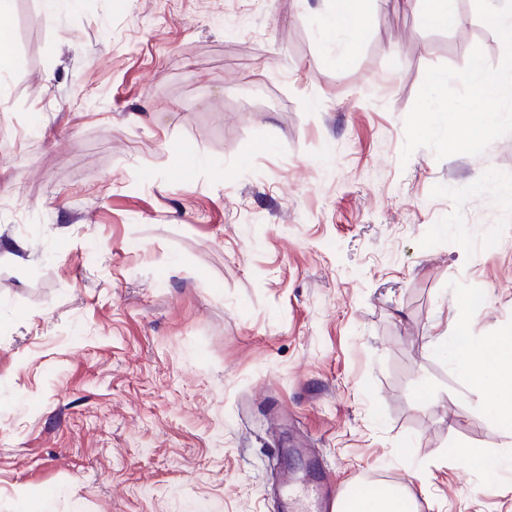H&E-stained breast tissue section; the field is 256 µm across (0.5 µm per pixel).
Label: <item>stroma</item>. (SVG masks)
Wrapping results in <instances>:
<instances>
[{
  "label": "stroma",
  "instance_id": "stroma-1",
  "mask_svg": "<svg viewBox=\"0 0 512 512\" xmlns=\"http://www.w3.org/2000/svg\"><path fill=\"white\" fill-rule=\"evenodd\" d=\"M370 7L353 40L331 0H14L0 512H282L291 452L512 512V421L444 350L512 333V134L401 158L427 68L501 40Z\"/></svg>",
  "mask_w": 512,
  "mask_h": 512
}]
</instances>
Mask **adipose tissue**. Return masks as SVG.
<instances>
[{"instance_id": "ef3b65f1", "label": "adipose tissue", "mask_w": 512, "mask_h": 512, "mask_svg": "<svg viewBox=\"0 0 512 512\" xmlns=\"http://www.w3.org/2000/svg\"><path fill=\"white\" fill-rule=\"evenodd\" d=\"M371 19L366 0H334L326 25L329 30L354 36ZM453 351L459 367L473 386L488 389V399L496 412L512 417V336L473 346L455 339ZM413 502L404 492L383 487L358 490L349 499L347 512H412Z\"/></svg>"}]
</instances>
